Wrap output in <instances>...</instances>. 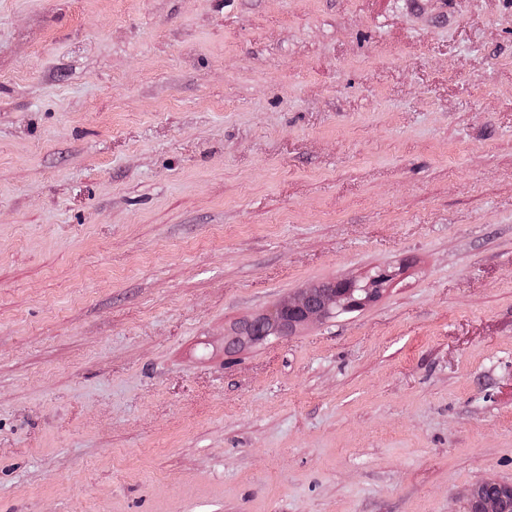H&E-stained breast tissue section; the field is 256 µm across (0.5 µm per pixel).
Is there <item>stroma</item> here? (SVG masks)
I'll return each mask as SVG.
<instances>
[{
  "label": "stroma",
  "instance_id": "obj_1",
  "mask_svg": "<svg viewBox=\"0 0 512 512\" xmlns=\"http://www.w3.org/2000/svg\"><path fill=\"white\" fill-rule=\"evenodd\" d=\"M487 479L512 0H0V512H464ZM340 282L348 287L347 292L343 295H336V298H333L332 302L325 300V298L319 294L318 288H307L294 298L288 299L287 302L280 303L264 313L259 314L255 319L266 316L272 324L277 326L279 322L278 313L285 307L293 317L299 320V325L309 324L325 319L327 313L335 308V301L336 313H342L360 309L373 302L376 297L369 283L360 285L363 281L354 278L344 279ZM356 291L362 293L359 298L354 296V292Z\"/></svg>",
  "mask_w": 512,
  "mask_h": 512
}]
</instances>
